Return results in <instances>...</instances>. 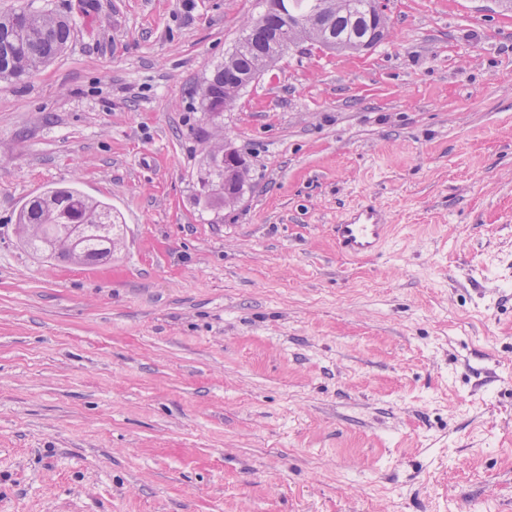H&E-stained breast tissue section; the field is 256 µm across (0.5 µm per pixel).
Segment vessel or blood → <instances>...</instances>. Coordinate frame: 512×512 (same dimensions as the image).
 Wrapping results in <instances>:
<instances>
[{"label": "vessel or blood", "instance_id": "obj_1", "mask_svg": "<svg viewBox=\"0 0 512 512\" xmlns=\"http://www.w3.org/2000/svg\"><path fill=\"white\" fill-rule=\"evenodd\" d=\"M388 230V220L381 209L365 204L337 225L336 246L343 254L352 257L370 254L379 249Z\"/></svg>", "mask_w": 512, "mask_h": 512}]
</instances>
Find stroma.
I'll use <instances>...</instances> for the list:
<instances>
[{
	"mask_svg": "<svg viewBox=\"0 0 512 512\" xmlns=\"http://www.w3.org/2000/svg\"><path fill=\"white\" fill-rule=\"evenodd\" d=\"M68 49L0 81V512H512V12L391 0L371 50H286L221 132L198 93L262 0H47ZM107 203L124 247L17 211ZM392 231L348 258L333 224ZM248 167L246 158L237 150L223 140L217 142L206 163L198 170V204L217 208L227 206V202L233 197L234 181L242 177ZM218 190L221 196L217 194ZM116 222L110 207L84 196L76 188H53L35 196L16 216V224H21L19 232L29 237L40 234L43 226L41 237L24 238L31 249L49 252L63 261H74L72 253L54 246L58 239L72 238L76 252L87 264L112 257L111 242L118 238ZM120 245L119 240L113 241L112 249ZM390 224L373 204H364L336 224L337 248L345 255L359 257L376 252L387 236Z\"/></svg>",
	"mask_w": 512,
	"mask_h": 512,
	"instance_id": "stroma-1",
	"label": "stroma"
}]
</instances>
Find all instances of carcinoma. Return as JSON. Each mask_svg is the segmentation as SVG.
Returning a JSON list of instances; mask_svg holds the SVG:
<instances>
[{"mask_svg": "<svg viewBox=\"0 0 512 512\" xmlns=\"http://www.w3.org/2000/svg\"><path fill=\"white\" fill-rule=\"evenodd\" d=\"M323 25L336 45L345 49L358 45L372 33L365 14L364 0H337L336 11ZM73 35L72 23L52 11L33 7L23 0L14 10L0 14V79L21 80L63 53ZM267 52L262 34H257L253 49L232 58L229 65L216 66L201 88L198 109L213 124L224 115V106L232 104L244 85L243 76L255 77ZM197 202L206 207H221L224 196V142L214 145L212 153L197 174ZM18 224H39L43 235L24 242L36 252H47L63 261L74 256L54 246L62 238H72L83 262L95 263L112 256L111 242L118 238L116 217L103 202L84 196L76 188H53L30 199L17 213Z\"/></svg>", "mask_w": 512, "mask_h": 512, "instance_id": "carcinoma-1", "label": "carcinoma"}]
</instances>
